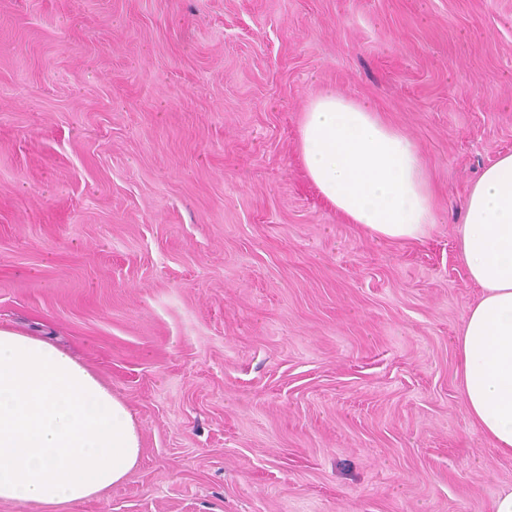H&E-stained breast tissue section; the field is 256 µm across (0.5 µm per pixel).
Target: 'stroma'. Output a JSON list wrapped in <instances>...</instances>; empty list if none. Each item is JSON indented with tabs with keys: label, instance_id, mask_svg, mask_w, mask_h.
Segmentation results:
<instances>
[{
	"label": "stroma",
	"instance_id": "stroma-1",
	"mask_svg": "<svg viewBox=\"0 0 512 512\" xmlns=\"http://www.w3.org/2000/svg\"><path fill=\"white\" fill-rule=\"evenodd\" d=\"M413 140L439 222L376 240L308 180L319 92ZM512 152V0H0V323L129 408L102 496L0 512H491L512 454L455 338L471 184Z\"/></svg>",
	"mask_w": 512,
	"mask_h": 512
}]
</instances>
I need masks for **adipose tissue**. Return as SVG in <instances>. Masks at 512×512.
I'll use <instances>...</instances> for the list:
<instances>
[{
	"mask_svg": "<svg viewBox=\"0 0 512 512\" xmlns=\"http://www.w3.org/2000/svg\"><path fill=\"white\" fill-rule=\"evenodd\" d=\"M306 174L350 223L377 240L421 239L437 204L415 143L364 100L328 91L299 126ZM459 258L479 286L456 338L459 390L471 423L512 453V154L472 185ZM142 453L126 405L49 340L0 326V502L46 507L100 496Z\"/></svg>",
	"mask_w": 512,
	"mask_h": 512,
	"instance_id": "ef3b65f1",
	"label": "adipose tissue"
}]
</instances>
